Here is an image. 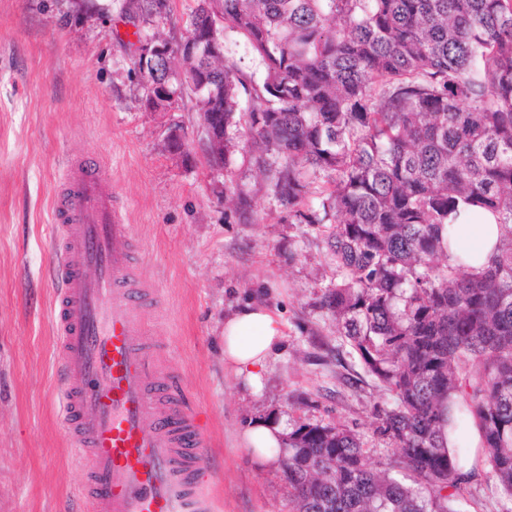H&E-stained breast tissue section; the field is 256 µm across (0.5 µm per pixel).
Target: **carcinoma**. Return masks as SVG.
Instances as JSON below:
<instances>
[{
	"label": "carcinoma",
	"mask_w": 512,
	"mask_h": 512,
	"mask_svg": "<svg viewBox=\"0 0 512 512\" xmlns=\"http://www.w3.org/2000/svg\"><path fill=\"white\" fill-rule=\"evenodd\" d=\"M145 42L173 40L170 0H121ZM239 34L261 74L229 58ZM182 41L131 60L164 89L198 94L201 126L233 136L290 224L327 226L340 279L322 308L364 372L392 394L376 434L411 484L369 464L350 429L303 423L280 459L291 512H456L468 483L443 429L474 420L485 462L512 503V0H197ZM496 217L481 265L447 256L460 206ZM224 208L253 216L250 194Z\"/></svg>",
	"instance_id": "1"
}]
</instances>
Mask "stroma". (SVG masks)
<instances>
[{
	"label": "stroma",
	"mask_w": 512,
	"mask_h": 512,
	"mask_svg": "<svg viewBox=\"0 0 512 512\" xmlns=\"http://www.w3.org/2000/svg\"><path fill=\"white\" fill-rule=\"evenodd\" d=\"M0 0V512H89L79 497L80 460L63 427L53 314L57 284L52 201L66 159L89 154L108 166L134 239L141 275L162 291L146 310L157 364L174 374L184 403L207 432L203 491L211 512H289L281 467L258 466L240 444L250 419L356 432L374 467L395 447L375 434V413L392 395L365 378L320 307L336 281L316 227L279 221L280 207L243 150L228 174L208 166L196 96L178 108L145 109L143 79L124 42L133 27L120 0ZM177 130L185 152L173 151ZM241 186L251 223L224 209ZM263 300L282 316L286 339L262 391L247 395L224 366V314ZM460 421L456 449L475 473L461 512H501L498 482Z\"/></svg>",
	"instance_id": "obj_1"
}]
</instances>
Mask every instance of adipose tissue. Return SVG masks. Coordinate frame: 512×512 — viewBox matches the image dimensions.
<instances>
[{
    "label": "adipose tissue",
    "instance_id": "adipose-tissue-1",
    "mask_svg": "<svg viewBox=\"0 0 512 512\" xmlns=\"http://www.w3.org/2000/svg\"><path fill=\"white\" fill-rule=\"evenodd\" d=\"M500 227L488 213L467 209L452 226L450 255L467 254L483 263L492 254ZM281 315L263 302L233 308L224 315V364L240 383L243 392L254 395L263 387L270 358L284 345ZM283 426L258 418L242 433L241 442L255 462H278L285 441Z\"/></svg>",
    "mask_w": 512,
    "mask_h": 512
}]
</instances>
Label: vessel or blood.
<instances>
[{
    "label": "vessel or blood",
    "mask_w": 512,
    "mask_h": 512,
    "mask_svg": "<svg viewBox=\"0 0 512 512\" xmlns=\"http://www.w3.org/2000/svg\"><path fill=\"white\" fill-rule=\"evenodd\" d=\"M53 214L64 428L81 496L91 512H208L205 430L157 372L140 309L160 305L161 292L138 274L140 247L108 168L73 156Z\"/></svg>",
    "instance_id": "obj_1"
}]
</instances>
